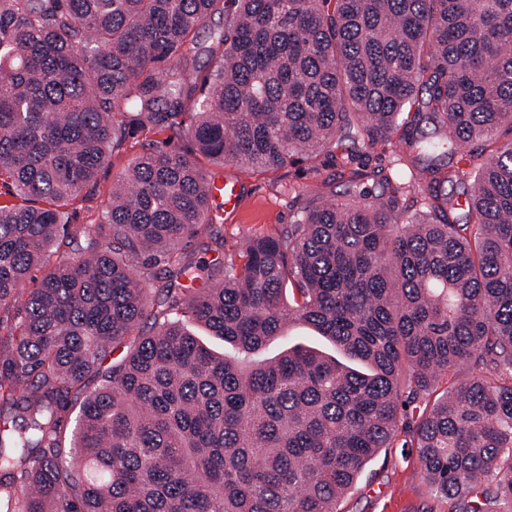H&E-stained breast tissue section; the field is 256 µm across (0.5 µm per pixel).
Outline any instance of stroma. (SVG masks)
Masks as SVG:
<instances>
[{
    "instance_id": "1",
    "label": "stroma",
    "mask_w": 512,
    "mask_h": 512,
    "mask_svg": "<svg viewBox=\"0 0 512 512\" xmlns=\"http://www.w3.org/2000/svg\"><path fill=\"white\" fill-rule=\"evenodd\" d=\"M164 133H140L124 149L113 154L101 172L94 195L79 202L72 218L76 224L97 223L102 201L115 178L135 162L146 143L164 140ZM397 157L393 148H369L347 138L337 139L332 153H320L285 169L261 171L231 163L204 161L208 176L235 178L242 193L240 209L225 215L223 205L213 207L214 222L223 244H208L206 238L183 240L179 252L221 263L237 259L249 236L275 231L292 223L305 207L322 202L348 201L344 186L336 182L338 165H367L368 169L392 171ZM400 501L403 512H452L448 499L437 495L424 479L415 449L395 444L380 449L366 464L353 487L339 504V512H386L392 501Z\"/></svg>"
}]
</instances>
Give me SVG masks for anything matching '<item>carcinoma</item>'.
<instances>
[{"mask_svg": "<svg viewBox=\"0 0 512 512\" xmlns=\"http://www.w3.org/2000/svg\"><path fill=\"white\" fill-rule=\"evenodd\" d=\"M217 2L0 0V512H338L401 437L455 512H512V0H233L185 80ZM143 130L167 142L70 223ZM338 136L412 156L426 214L397 212L406 171H341L357 200L238 261L176 254L217 236L199 157L278 170ZM296 325L335 354L256 357ZM233 19L234 8H228V4L221 2L219 8L196 31V41L203 47V50L217 41V38L232 24Z\"/></svg>", "mask_w": 512, "mask_h": 512, "instance_id": "carcinoma-1", "label": "carcinoma"}]
</instances>
